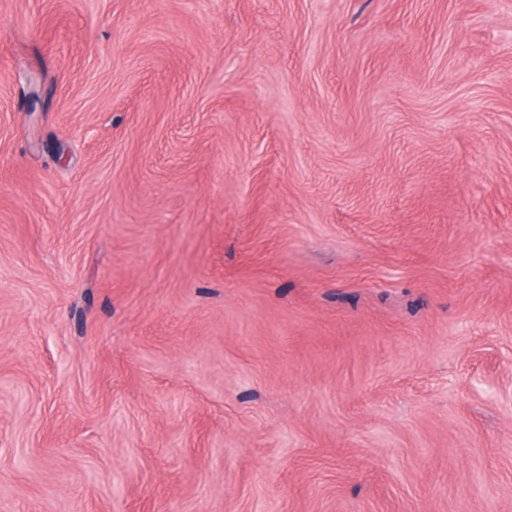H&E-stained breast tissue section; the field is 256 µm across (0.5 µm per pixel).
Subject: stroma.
<instances>
[{
    "label": "stroma",
    "mask_w": 512,
    "mask_h": 512,
    "mask_svg": "<svg viewBox=\"0 0 512 512\" xmlns=\"http://www.w3.org/2000/svg\"><path fill=\"white\" fill-rule=\"evenodd\" d=\"M0 512H512V0H0Z\"/></svg>",
    "instance_id": "35a3bbf8"
}]
</instances>
